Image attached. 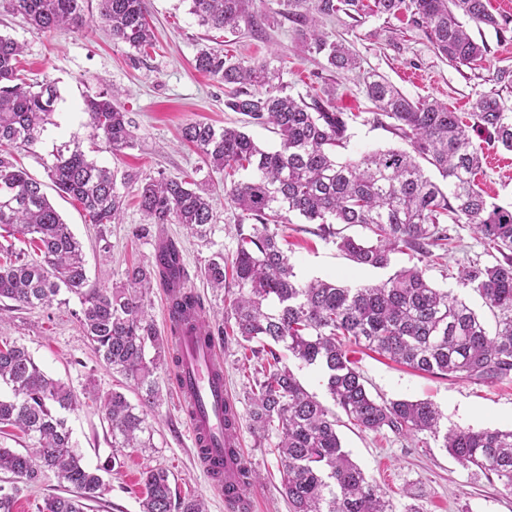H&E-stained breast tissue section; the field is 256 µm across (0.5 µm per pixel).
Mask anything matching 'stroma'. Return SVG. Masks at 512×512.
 I'll use <instances>...</instances> for the list:
<instances>
[{
	"mask_svg": "<svg viewBox=\"0 0 512 512\" xmlns=\"http://www.w3.org/2000/svg\"><path fill=\"white\" fill-rule=\"evenodd\" d=\"M0 0V33L24 46L21 56L26 77L54 82L58 101L41 141L30 150L14 151V158L39 179L47 177L58 150L80 147L98 164L117 171H133L143 177H178L204 182L216 212V226L209 241H201L180 224L157 227L139 209L134 191H127L120 223L89 224L78 202L61 196L53 186L45 191L72 232L81 242L89 285L112 287L123 279L125 268L151 260L159 239L179 243L188 284L199 295L210 321L224 318L237 294L234 285L224 290L209 288L200 270L215 252L232 257L236 250L235 226L240 212L224 190L222 173L208 169L201 156L181 144L180 131L189 123L214 127L245 128L264 148L278 146L276 134L246 123L240 113L224 105L227 90L219 78L198 72L195 57L205 47L223 49L225 55L247 64L264 62L281 72L288 94H322L335 88L338 111L358 113L348 131L347 155L399 146L400 141L368 116L371 104L361 73L374 70L413 99L434 97L455 112L470 111L483 94H499L512 107V84L499 83L501 71L512 72V26L503 33L469 25L471 36L487 46L482 59L459 65L437 54L423 30L408 16L375 12L373 0H364L359 20L344 13L323 18L321 29L330 38L346 41L359 54L361 66L353 71H332L322 56L308 52L299 25L287 14L284 0H252L249 17L237 32L210 30L190 14L189 0H144L145 16L156 36V47L139 55L113 41L108 27L98 22V0H84L89 26L62 28L46 34L32 31L24 16L7 11ZM118 89L135 135V145L112 150L102 135L87 123L83 113L86 96ZM479 183L492 201L512 204V151L486 150ZM280 235L305 279L320 277L358 286L376 283L389 271L362 267L352 262L335 243L322 239L315 227L300 217L281 225ZM460 248L450 250L429 267L428 277L442 288L456 287L455 274L468 259L483 258L479 239L466 225L456 226ZM81 305L61 294L52 306L22 309L0 318V336L25 345L46 374L66 380L75 392L93 386L100 392L119 390L135 399L120 374L98 357L77 315ZM224 382L240 413H248L247 397L262 360L245 357L241 342L222 337ZM350 359L362 374L369 392L390 399H428L442 412V428L475 429L512 427V379L491 385L451 380L422 374L359 346H350ZM161 403L150 416L152 446L148 450L113 448L109 427L92 403L67 413L72 432L86 464L104 467V488L89 512H140L143 472L162 468L169 472L180 496L205 501L207 512H225L224 496L201 472L190 433L178 410L174 372L161 366L154 375ZM339 435L352 459L395 504L406 501V492L417 497L420 512H512V495L485 477L473 476L429 434L398 435L385 430L363 432L341 421ZM243 441L250 469L258 475L251 484V512H288L282 474L270 441L244 430Z\"/></svg>",
	"mask_w": 512,
	"mask_h": 512,
	"instance_id": "35a3bbf8",
	"label": "stroma"
}]
</instances>
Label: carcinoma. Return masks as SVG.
Segmentation results:
<instances>
[{"mask_svg": "<svg viewBox=\"0 0 512 512\" xmlns=\"http://www.w3.org/2000/svg\"><path fill=\"white\" fill-rule=\"evenodd\" d=\"M198 24L234 32L252 0H190ZM377 12L404 9L425 30L433 48L465 65L484 56L487 46L475 41L461 22L467 18L500 32L507 19L488 11L486 0H374ZM362 0H288L291 19L308 29L309 51L333 69L360 67L349 46L316 30L317 16L341 11L360 15ZM33 31L81 28L88 23L83 0H9ZM99 18L112 39L145 54L153 33L142 0H99ZM23 46L0 35V147L28 150L41 139L54 112L57 92L47 79L29 83L22 77ZM198 71L230 86L225 106L248 122L273 130L279 147L261 148L236 127L215 129L189 123L182 139L203 156L208 168L229 177L250 169L253 176L227 189L249 231L238 224L232 259L238 288L224 325L212 327L199 296L187 285L182 254L168 239L153 259L130 265L124 281L113 288H90L82 245L42 190V183L0 154V237L22 240L35 254L30 259L0 243V301L16 307H47L61 291L78 298L83 330L103 362L140 393L133 404L120 391H84L99 407L112 432V447H150L147 417L161 396L153 375L164 361L163 345L144 297L161 284L173 308L171 332L197 330L203 336L233 335L265 352L261 379L250 396V429L262 439L275 437L273 448L282 469L289 512H419L412 504L397 507L343 450L336 414L301 384L289 359L320 371L326 392L348 419L364 432L389 429L402 435L428 432L442 436V447L463 467L512 493V428H458L440 433L441 413L428 400L378 401L347 355L349 343L362 344L414 370L493 384L512 378V205L487 199L476 182L487 144L512 151V110L497 94L472 103L464 122L458 112L436 99L414 100L385 76L368 72L365 95L374 105L373 123L389 125L402 148L367 151L344 160L348 120L333 103L334 89L308 103L285 93L279 71L265 63L245 65L221 49L201 50ZM120 92L86 100L87 121L116 149L134 146L132 120L119 105ZM433 169L442 181L427 174ZM47 174L59 192L77 200L91 224L120 220L125 195L134 188L140 209L152 224H182L205 239L214 227V210L204 189L179 178H143L98 165L79 148L58 152ZM296 213L318 225V235L336 239L354 263L387 268L407 250L418 263L371 285L348 287L337 281H303L290 262L278 229ZM336 224L358 226L364 236L341 234ZM465 224L481 240L491 260H469L457 272L462 289L481 297L495 319L489 329L459 294L433 286L426 275L453 240L450 230ZM214 289L226 286L224 253L216 252L201 269ZM155 356L147 357L148 348ZM0 433L11 427L33 441L20 453L0 447V473L13 476L0 485V512H15L23 486L45 471L56 476L68 496L44 499L38 512H84L99 499L100 468H90L75 449L64 411L81 402L71 386L45 374L16 341L0 342ZM142 512H206L202 500L174 496L163 469L143 474Z\"/></svg>", "mask_w": 512, "mask_h": 512, "instance_id": "carcinoma-1", "label": "carcinoma"}]
</instances>
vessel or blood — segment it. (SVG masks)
<instances>
[{"label":"vessel or blood","mask_w":512,"mask_h":512,"mask_svg":"<svg viewBox=\"0 0 512 512\" xmlns=\"http://www.w3.org/2000/svg\"><path fill=\"white\" fill-rule=\"evenodd\" d=\"M173 349L179 358L177 392L198 463L214 487L223 490L227 512H236L249 501L240 478L247 458L240 425H224V409L233 403L224 390V357L215 342L194 331L175 337Z\"/></svg>","instance_id":"vessel-or-blood-1"}]
</instances>
